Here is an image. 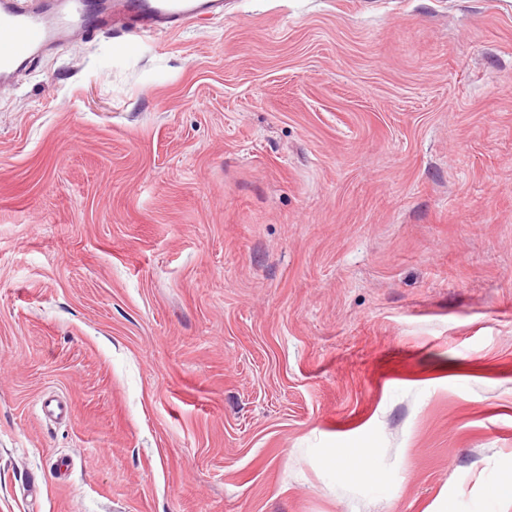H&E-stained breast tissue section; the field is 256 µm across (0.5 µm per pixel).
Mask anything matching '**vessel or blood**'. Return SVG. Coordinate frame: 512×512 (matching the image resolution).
I'll return each instance as SVG.
<instances>
[{"label":"vessel or blood","instance_id":"vessel-or-blood-1","mask_svg":"<svg viewBox=\"0 0 512 512\" xmlns=\"http://www.w3.org/2000/svg\"><path fill=\"white\" fill-rule=\"evenodd\" d=\"M223 14L224 0H111L105 9L90 0H0V92L24 62L64 37L106 29L146 37Z\"/></svg>","mask_w":512,"mask_h":512}]
</instances>
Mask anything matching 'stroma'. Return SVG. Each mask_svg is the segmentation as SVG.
<instances>
[{"instance_id": "1", "label": "stroma", "mask_w": 512, "mask_h": 512, "mask_svg": "<svg viewBox=\"0 0 512 512\" xmlns=\"http://www.w3.org/2000/svg\"><path fill=\"white\" fill-rule=\"evenodd\" d=\"M511 475L512 0H226L0 93V512H512Z\"/></svg>"}]
</instances>
